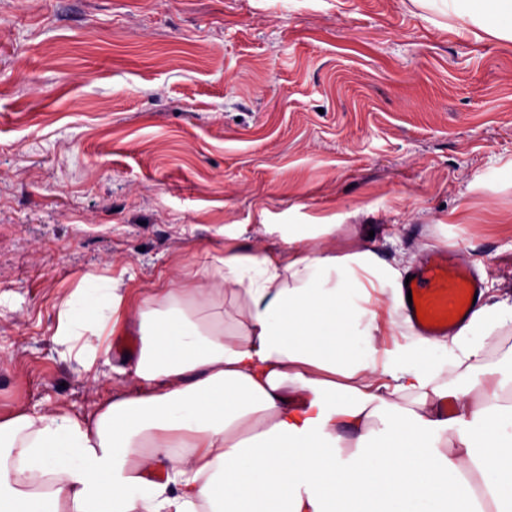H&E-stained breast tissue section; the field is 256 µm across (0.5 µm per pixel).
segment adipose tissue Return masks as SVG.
<instances>
[{
	"label": "adipose tissue",
	"instance_id": "obj_1",
	"mask_svg": "<svg viewBox=\"0 0 512 512\" xmlns=\"http://www.w3.org/2000/svg\"><path fill=\"white\" fill-rule=\"evenodd\" d=\"M448 6L512 40V0ZM312 239L225 234L223 253L135 300L85 274L53 342L90 371L136 337L131 388L88 413L1 416L0 512H512V365L475 406L482 375L440 381L512 311L483 303L442 338L398 332L403 271L369 244L339 256Z\"/></svg>",
	"mask_w": 512,
	"mask_h": 512
}]
</instances>
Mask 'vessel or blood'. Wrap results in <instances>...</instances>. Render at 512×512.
I'll return each mask as SVG.
<instances>
[{"instance_id":"b4317fda","label":"vessel or blood","mask_w":512,"mask_h":512,"mask_svg":"<svg viewBox=\"0 0 512 512\" xmlns=\"http://www.w3.org/2000/svg\"><path fill=\"white\" fill-rule=\"evenodd\" d=\"M417 306L407 308L416 331L426 336H446L465 322L481 292V282L470 266L454 259L451 248L430 255L408 284Z\"/></svg>"}]
</instances>
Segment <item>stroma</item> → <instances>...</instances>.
Segmentation results:
<instances>
[{
  "instance_id": "obj_1",
  "label": "stroma",
  "mask_w": 512,
  "mask_h": 512,
  "mask_svg": "<svg viewBox=\"0 0 512 512\" xmlns=\"http://www.w3.org/2000/svg\"><path fill=\"white\" fill-rule=\"evenodd\" d=\"M437 0H0V416L84 412L52 342L88 272L130 296L220 226L333 224L418 270L493 257L512 304V40Z\"/></svg>"
}]
</instances>
